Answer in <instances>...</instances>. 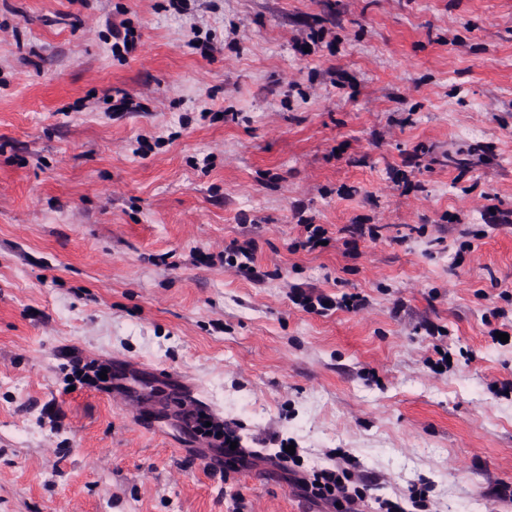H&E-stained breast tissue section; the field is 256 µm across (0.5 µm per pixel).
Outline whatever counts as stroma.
<instances>
[{
	"label": "stroma",
	"mask_w": 512,
	"mask_h": 512,
	"mask_svg": "<svg viewBox=\"0 0 512 512\" xmlns=\"http://www.w3.org/2000/svg\"><path fill=\"white\" fill-rule=\"evenodd\" d=\"M166 4L0 0V512H318L284 441L365 512H512V0ZM185 399L266 458L208 465ZM224 254L225 262L229 266H236L240 270L245 271L253 280L261 281L269 276L268 272L261 271L254 265L253 248L248 242L240 245L234 240L229 246L225 247ZM238 259L240 260L239 262ZM363 301V297L356 294H344L337 301L323 295L313 297L312 294H300L293 299L294 304L299 305L304 310H315L317 306L322 309L332 307L347 310L357 309L362 306ZM71 366V385L75 386L74 382H78L80 385H86L89 387L103 390L106 392H112V387H120V385H114L113 380L117 378V375L112 372L110 365H99L92 362L83 363L82 359L73 352L67 354ZM107 370V378L102 380L99 377V373Z\"/></svg>",
	"instance_id": "obj_1"
}]
</instances>
